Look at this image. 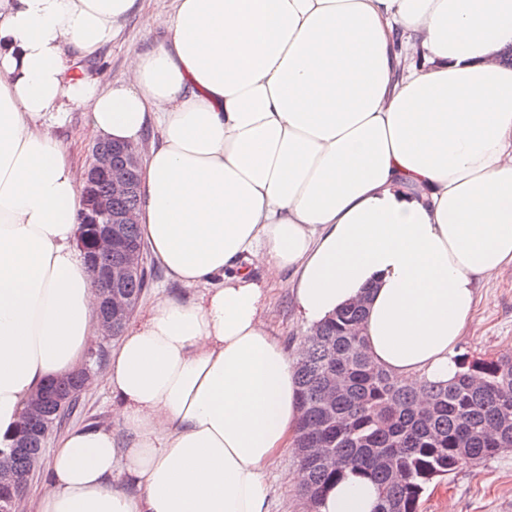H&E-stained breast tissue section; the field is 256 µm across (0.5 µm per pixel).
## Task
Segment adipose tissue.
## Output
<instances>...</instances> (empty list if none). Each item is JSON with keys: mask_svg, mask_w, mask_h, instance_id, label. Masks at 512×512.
Wrapping results in <instances>:
<instances>
[{"mask_svg": "<svg viewBox=\"0 0 512 512\" xmlns=\"http://www.w3.org/2000/svg\"><path fill=\"white\" fill-rule=\"evenodd\" d=\"M139 0H0V443L98 336L82 175L54 131L146 145L139 231L188 299L113 346L109 418L55 442L36 512H269L301 416L268 321L368 296L372 359L458 372L480 282L512 271V0H173L131 80L77 73ZM353 472L319 512H373Z\"/></svg>", "mask_w": 512, "mask_h": 512, "instance_id": "1", "label": "adipose tissue"}]
</instances>
